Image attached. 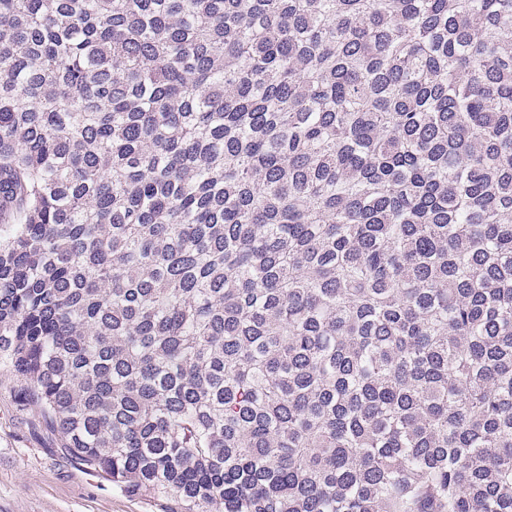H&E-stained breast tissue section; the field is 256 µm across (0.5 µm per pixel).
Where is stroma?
<instances>
[{"mask_svg": "<svg viewBox=\"0 0 512 512\" xmlns=\"http://www.w3.org/2000/svg\"><path fill=\"white\" fill-rule=\"evenodd\" d=\"M25 387L0 366V512H163L68 457Z\"/></svg>", "mask_w": 512, "mask_h": 512, "instance_id": "stroma-1", "label": "stroma"}]
</instances>
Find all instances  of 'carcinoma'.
Here are the masks:
<instances>
[{
    "instance_id": "obj_1",
    "label": "carcinoma",
    "mask_w": 512,
    "mask_h": 512,
    "mask_svg": "<svg viewBox=\"0 0 512 512\" xmlns=\"http://www.w3.org/2000/svg\"><path fill=\"white\" fill-rule=\"evenodd\" d=\"M0 361L171 512H512V0H0Z\"/></svg>"
}]
</instances>
